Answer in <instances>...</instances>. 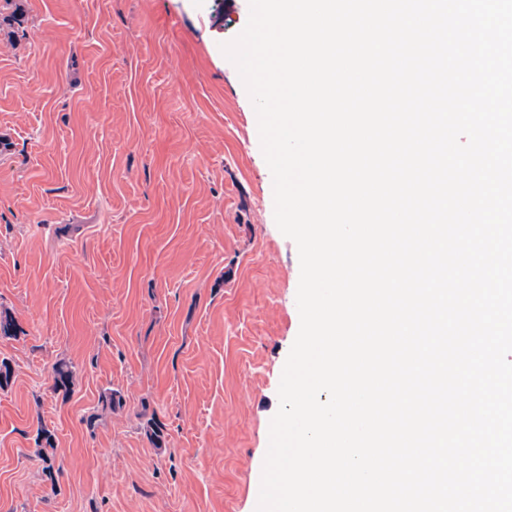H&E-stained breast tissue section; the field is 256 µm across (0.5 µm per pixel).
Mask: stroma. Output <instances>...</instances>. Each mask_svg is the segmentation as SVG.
Listing matches in <instances>:
<instances>
[{
  "label": "stroma",
  "instance_id": "obj_1",
  "mask_svg": "<svg viewBox=\"0 0 512 512\" xmlns=\"http://www.w3.org/2000/svg\"><path fill=\"white\" fill-rule=\"evenodd\" d=\"M248 18L0 0V512H256L300 263L221 49Z\"/></svg>",
  "mask_w": 512,
  "mask_h": 512
}]
</instances>
